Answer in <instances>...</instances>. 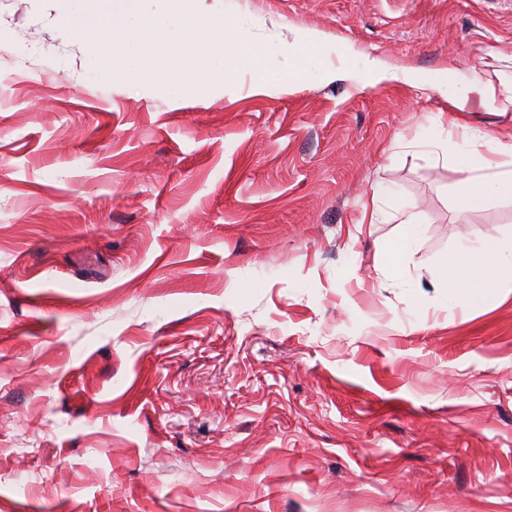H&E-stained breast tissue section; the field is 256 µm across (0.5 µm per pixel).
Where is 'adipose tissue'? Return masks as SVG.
I'll use <instances>...</instances> for the list:
<instances>
[{
  "label": "adipose tissue",
  "instance_id": "1",
  "mask_svg": "<svg viewBox=\"0 0 512 512\" xmlns=\"http://www.w3.org/2000/svg\"><path fill=\"white\" fill-rule=\"evenodd\" d=\"M372 82L401 80L414 88L424 89L452 85L451 104L464 109L470 88L456 82L454 72L445 68L436 73L405 68L399 71L388 69L378 60L365 63ZM488 156L463 155L460 170L463 174L458 191L468 207L476 209L492 196H512V169H499L493 159L500 153L498 144L488 143ZM440 275L449 293L465 295L471 305L484 304L500 284L512 281V237H484L477 244H463L451 255L441 268Z\"/></svg>",
  "mask_w": 512,
  "mask_h": 512
}]
</instances>
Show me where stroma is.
I'll return each mask as SVG.
<instances>
[{"mask_svg":"<svg viewBox=\"0 0 512 512\" xmlns=\"http://www.w3.org/2000/svg\"><path fill=\"white\" fill-rule=\"evenodd\" d=\"M293 91L105 77L59 0H0V512H512V282L449 297L462 129L512 147V0H203ZM473 91L370 85L361 59ZM421 235L364 223L376 184ZM394 210V217L399 220V224L405 226V232L401 238L394 240L387 247L383 264L387 273L392 276H399L404 264L405 255L419 234V225L412 214L395 208Z\"/></svg>","mask_w":512,"mask_h":512,"instance_id":"stroma-1","label":"stroma"}]
</instances>
